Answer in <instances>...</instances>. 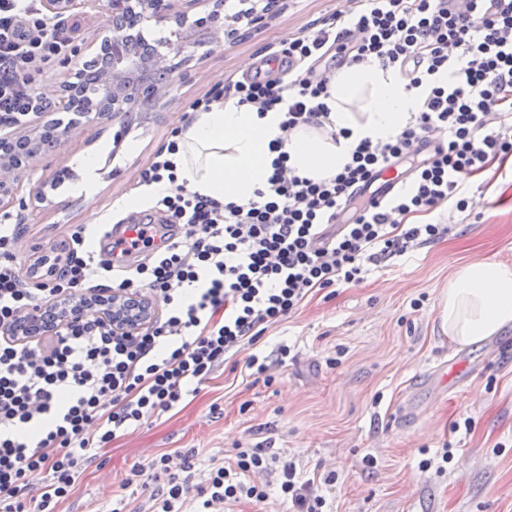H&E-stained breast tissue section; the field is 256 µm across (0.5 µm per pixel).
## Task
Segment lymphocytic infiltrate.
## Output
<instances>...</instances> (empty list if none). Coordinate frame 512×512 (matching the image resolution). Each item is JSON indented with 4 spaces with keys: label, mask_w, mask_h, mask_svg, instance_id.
I'll list each match as a JSON object with an SVG mask.
<instances>
[{
    "label": "lymphocytic infiltrate",
    "mask_w": 512,
    "mask_h": 512,
    "mask_svg": "<svg viewBox=\"0 0 512 512\" xmlns=\"http://www.w3.org/2000/svg\"><path fill=\"white\" fill-rule=\"evenodd\" d=\"M39 0H0V125H21L48 102L35 74L65 55L60 15ZM349 61L399 68L411 87L427 86L411 124L384 141L362 140L334 178L314 182L287 166L281 143L263 189L247 204L223 203L178 183L169 141L142 173L144 185L169 182L152 215L108 255L74 227L67 255L48 265L40 285L19 274L16 227L0 224V330L22 312L77 294L89 273L112 291L151 298L161 308L148 326L114 331L91 315L36 343L0 333V512H58L85 466L130 428L170 412L186 387L202 384L226 355L247 351V369L269 325L285 320L315 292L363 281L381 263L447 235L416 216L438 206L465 212L467 178L512 155V0H352L330 24L289 39L278 60L289 83L252 76L229 86L240 104L280 108L281 127L322 126L329 110L325 78L306 71L327 43ZM406 167L393 194L365 197L375 174ZM150 259L129 263L132 252ZM193 452L163 453L136 464L125 487L147 491V512H221L278 495L291 512H325L319 484L295 462L260 447L237 449L231 462L196 479ZM45 472L39 486L28 475Z\"/></svg>",
    "instance_id": "obj_1"
}]
</instances>
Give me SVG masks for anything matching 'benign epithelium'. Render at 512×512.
Returning a JSON list of instances; mask_svg holds the SVG:
<instances>
[{"instance_id": "7a95c632", "label": "benign epithelium", "mask_w": 512, "mask_h": 512, "mask_svg": "<svg viewBox=\"0 0 512 512\" xmlns=\"http://www.w3.org/2000/svg\"><path fill=\"white\" fill-rule=\"evenodd\" d=\"M99 6L97 0H46L52 12L69 11L79 5ZM205 7L204 15L189 16L190 8ZM223 0H108L101 26L103 37L95 52L104 51L112 56V74L104 82L108 96L105 100L89 94L88 88L77 82H66L59 93L56 111L71 112L76 102L83 108L74 123L93 125L103 119L125 118L135 110L137 101L128 93L129 74L140 66L138 58L128 53L133 40L128 18L142 22L153 20L159 24L173 23L172 38L153 45L149 62L159 69L168 66L169 56L179 55L186 49L204 45L211 52L223 48L224 42L237 33L236 24L247 20L253 29L266 24L279 7V0H256L253 9L242 18L226 16ZM54 111V112H56ZM54 112H39L22 127L0 133V208L15 203L24 173L38 157L26 147L33 141L43 140L56 152L63 149L70 130L59 129ZM94 311L112 327L133 331L153 316V305L146 299L118 293L100 296L60 299L54 303L19 315L6 334L17 338L49 336L66 322L81 313Z\"/></svg>"}]
</instances>
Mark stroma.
<instances>
[{
  "instance_id": "35a3bbf8",
  "label": "stroma",
  "mask_w": 512,
  "mask_h": 512,
  "mask_svg": "<svg viewBox=\"0 0 512 512\" xmlns=\"http://www.w3.org/2000/svg\"><path fill=\"white\" fill-rule=\"evenodd\" d=\"M347 6L282 0L264 27L240 26L222 50L181 64L170 95L124 135L108 121L73 128L63 150L40 157L22 177L20 197L46 182L50 206L8 210L22 273L60 246L73 225H91L94 214L112 225L128 222L129 212L115 203L140 191L141 173L175 128L200 104L223 97L245 64L265 63L289 38ZM65 23L72 54L35 81L51 103L92 59L90 44L100 35L94 10L68 12ZM86 153L100 157L95 191L68 194L81 178L76 158ZM467 196L466 212L427 214L430 222L451 221L443 239L370 267L362 283L337 288L331 298H308L269 327L253 348L269 359L267 375L251 374L245 353H237L197 395L112 442L85 470L64 512H100L149 455L191 449L203 461L228 459L239 444L263 445L310 473L335 472V484L322 489L328 512H512V328L458 348L439 319L441 292L459 265L512 264V168L470 178ZM282 344L290 353L281 362ZM453 358L466 360L469 372L450 390L433 371ZM447 447L453 458L446 463Z\"/></svg>"
}]
</instances>
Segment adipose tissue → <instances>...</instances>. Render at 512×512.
Wrapping results in <instances>:
<instances>
[{"mask_svg":"<svg viewBox=\"0 0 512 512\" xmlns=\"http://www.w3.org/2000/svg\"><path fill=\"white\" fill-rule=\"evenodd\" d=\"M328 91L329 121L347 132L337 141L315 126L283 133L284 114L276 108L261 113L232 97L201 107L176 137L178 180L199 194L247 203L272 171L270 144L279 138L297 175L330 179L362 139L376 142L400 132L424 94L409 87L399 69L375 60L341 66L329 74ZM439 318L449 344L461 348L512 327V264L476 261L457 268L440 298Z\"/></svg>","mask_w":512,"mask_h":512,"instance_id":"ef3b65f1","label":"adipose tissue"}]
</instances>
